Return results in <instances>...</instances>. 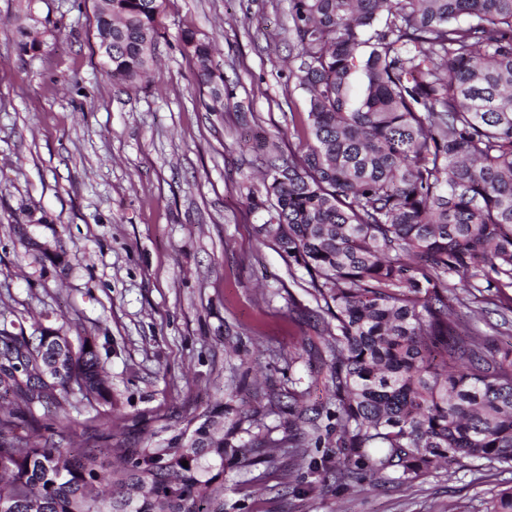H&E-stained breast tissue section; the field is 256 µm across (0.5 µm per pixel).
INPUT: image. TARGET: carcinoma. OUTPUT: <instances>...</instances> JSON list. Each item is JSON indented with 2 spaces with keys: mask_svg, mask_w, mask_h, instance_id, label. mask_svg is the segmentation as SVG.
<instances>
[{
  "mask_svg": "<svg viewBox=\"0 0 512 512\" xmlns=\"http://www.w3.org/2000/svg\"><path fill=\"white\" fill-rule=\"evenodd\" d=\"M163 4L93 0L112 84L156 76ZM288 12L307 107L291 118L295 147L264 140L245 198L316 302L288 297V312L323 324L288 365L319 358L327 401L288 391L279 439L239 443L262 411L226 403L156 448L95 434L75 451L70 396L112 404L97 347L3 322L0 512H224V460L276 472L309 444L327 448L310 465L324 485L403 486L462 458L512 468V343L474 323L512 312V0H288ZM178 40L215 84L211 43L191 28ZM49 414L59 441L19 433ZM486 512H512V488Z\"/></svg>",
  "mask_w": 512,
  "mask_h": 512,
  "instance_id": "1",
  "label": "carcinoma"
}]
</instances>
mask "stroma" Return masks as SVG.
<instances>
[{"label":"stroma","instance_id":"1","mask_svg":"<svg viewBox=\"0 0 512 512\" xmlns=\"http://www.w3.org/2000/svg\"><path fill=\"white\" fill-rule=\"evenodd\" d=\"M32 15L45 42L34 56L16 34ZM160 23L159 78L120 87L95 52L91 0H0V321L94 338L112 430L135 448L218 403L263 407L265 390L326 399L306 360H284L322 333L289 299L316 303L256 235L243 190L258 157L238 104L271 138L306 108L288 0H165ZM184 28L214 47L222 111L197 86ZM322 454L291 459L286 496L263 466L225 468L224 512H485L512 487V471L465 459L399 488L368 479L296 498Z\"/></svg>","mask_w":512,"mask_h":512}]
</instances>
